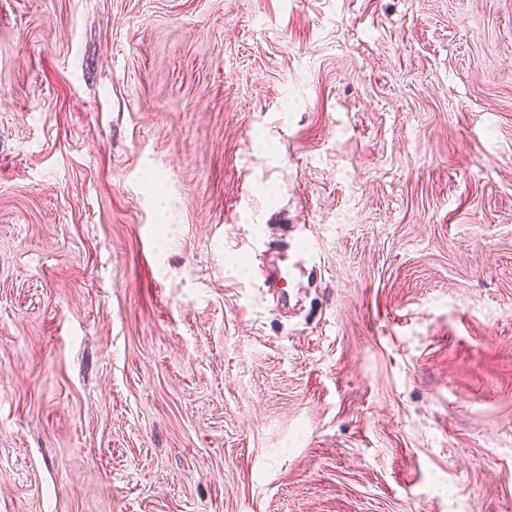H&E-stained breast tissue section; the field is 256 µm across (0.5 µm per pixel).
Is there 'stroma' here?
Wrapping results in <instances>:
<instances>
[{"label": "stroma", "mask_w": 512, "mask_h": 512, "mask_svg": "<svg viewBox=\"0 0 512 512\" xmlns=\"http://www.w3.org/2000/svg\"><path fill=\"white\" fill-rule=\"evenodd\" d=\"M0 512H512V0H0Z\"/></svg>", "instance_id": "obj_1"}]
</instances>
